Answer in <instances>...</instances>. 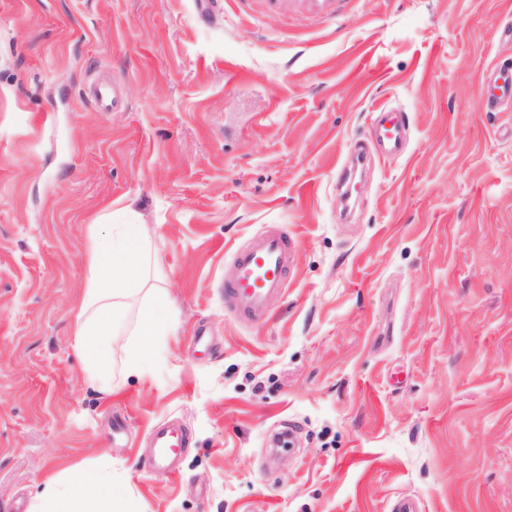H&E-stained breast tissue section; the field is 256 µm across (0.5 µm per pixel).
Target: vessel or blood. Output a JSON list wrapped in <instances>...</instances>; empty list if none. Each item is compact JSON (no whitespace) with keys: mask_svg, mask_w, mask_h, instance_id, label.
<instances>
[{"mask_svg":"<svg viewBox=\"0 0 512 512\" xmlns=\"http://www.w3.org/2000/svg\"><path fill=\"white\" fill-rule=\"evenodd\" d=\"M378 124L384 149L395 155L401 152L405 125L401 116L384 112ZM234 273L224 285V298L232 313L241 321L256 323L269 314L273 297L287 289L293 263V242L279 229L267 227L250 238L245 246L232 254ZM152 455L148 462L151 474L173 479L179 471L173 459L185 447L187 434L175 420L154 426L151 430Z\"/></svg>","mask_w":512,"mask_h":512,"instance_id":"obj_1","label":"vessel or blood"}]
</instances>
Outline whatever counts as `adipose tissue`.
Segmentation results:
<instances>
[{
  "label": "adipose tissue",
  "instance_id": "ef3b65f1",
  "mask_svg": "<svg viewBox=\"0 0 512 512\" xmlns=\"http://www.w3.org/2000/svg\"><path fill=\"white\" fill-rule=\"evenodd\" d=\"M108 233L89 227L86 247L87 277L75 307L72 349L88 376L104 395H112V335L127 301L139 297L133 339L125 346L127 377L141 376L159 337L174 335L177 324L167 311L161 291L143 295L149 261V241L139 224H116L111 214ZM31 512H134L128 500L112 492V471L68 469L64 477L50 480L36 494Z\"/></svg>",
  "mask_w": 512,
  "mask_h": 512
}]
</instances>
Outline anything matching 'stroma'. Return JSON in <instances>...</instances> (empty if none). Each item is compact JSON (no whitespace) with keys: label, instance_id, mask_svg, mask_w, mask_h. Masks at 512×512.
Wrapping results in <instances>:
<instances>
[{"label":"stroma","instance_id":"obj_1","mask_svg":"<svg viewBox=\"0 0 512 512\" xmlns=\"http://www.w3.org/2000/svg\"><path fill=\"white\" fill-rule=\"evenodd\" d=\"M511 25L512 0H0V512L107 465L136 512H512V104L479 94ZM381 110L407 147L371 154L345 223L340 164ZM108 212L179 321L127 381L120 324L109 398L71 348ZM268 225L296 259L249 326L221 286ZM169 417L175 479L140 464Z\"/></svg>","mask_w":512,"mask_h":512}]
</instances>
